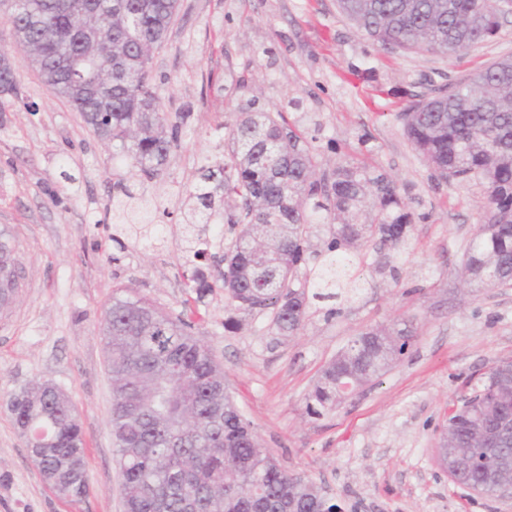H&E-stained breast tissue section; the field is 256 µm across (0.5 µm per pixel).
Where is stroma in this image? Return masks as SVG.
<instances>
[{"label": "stroma", "instance_id": "stroma-1", "mask_svg": "<svg viewBox=\"0 0 512 512\" xmlns=\"http://www.w3.org/2000/svg\"><path fill=\"white\" fill-rule=\"evenodd\" d=\"M1 51L22 98L0 113V230L21 269L17 299L0 313V512H123L101 323L125 293L174 318L192 308V334L223 367L261 447L344 512H512L510 496L452 483L435 455L449 413L495 363L512 359V287L465 282L483 191L437 179L398 118L411 95L512 56V19L491 40L446 56L381 49L336 0H179L151 67L163 110L190 118L151 178L50 93L0 12ZM238 79L244 87L226 95ZM292 100L323 169L348 156L394 179L415 217L410 239L397 253L365 246L358 292L336 300L337 314L312 313L297 335L275 336L261 314L240 315L228 331L216 266L232 235L207 225L197 243L206 257L192 262L176 214L200 166L228 157L240 108L253 101L285 112ZM121 179L158 208L148 233L116 224L112 185ZM386 259L391 269H380ZM197 267L212 284L201 296L189 279ZM402 323L413 331L409 352L371 387L311 415L307 396L322 367L366 328ZM38 380L69 397L83 428L90 491L80 501L43 482L5 406Z\"/></svg>", "mask_w": 512, "mask_h": 512}]
</instances>
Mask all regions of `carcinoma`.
Masks as SVG:
<instances>
[{
    "label": "carcinoma",
    "instance_id": "cac0c4a2",
    "mask_svg": "<svg viewBox=\"0 0 512 512\" xmlns=\"http://www.w3.org/2000/svg\"><path fill=\"white\" fill-rule=\"evenodd\" d=\"M343 15L383 49L456 55L493 38L505 12L497 0H337ZM14 37L31 55L50 92L80 112L130 166L155 176L177 147L190 113L172 121L146 73L149 51L164 45L179 0H0ZM0 112L21 98L8 57L0 54ZM436 177L480 183L486 216L465 255V282L512 284V57L493 61L438 89L416 95L398 115ZM224 164L200 169L182 210L186 242L224 216L236 232L219 280L232 312L267 314L281 336H294L317 302L341 296L347 268L364 262L368 242L398 250L413 215L394 180L353 160L318 174L319 153L299 121L250 107L230 130ZM116 219L152 221L117 184ZM328 226L312 249L317 226ZM323 257L303 269L308 251ZM14 245L0 231V311L15 300ZM187 308L173 318L141 298L112 299L103 338L112 375V433L125 512H333L311 481H294L259 446L252 425L224 386V371L190 332ZM412 331L378 326L359 333L323 368L310 393L320 416L370 385L411 345ZM7 407L41 476L78 501L88 489L86 440L76 411L48 381L12 393ZM512 415V361L502 360L448 416L437 458L454 483L493 495L512 483V441L493 448L483 429Z\"/></svg>",
    "mask_w": 512,
    "mask_h": 512
}]
</instances>
